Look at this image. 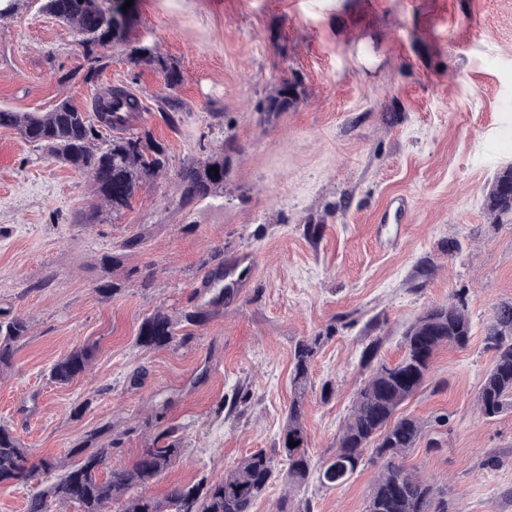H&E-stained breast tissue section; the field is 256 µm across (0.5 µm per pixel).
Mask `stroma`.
Returning a JSON list of instances; mask_svg holds the SVG:
<instances>
[{
    "instance_id": "stroma-1",
    "label": "stroma",
    "mask_w": 512,
    "mask_h": 512,
    "mask_svg": "<svg viewBox=\"0 0 512 512\" xmlns=\"http://www.w3.org/2000/svg\"><path fill=\"white\" fill-rule=\"evenodd\" d=\"M134 2L132 43L181 72L173 127L155 67L116 49L88 82L76 32L41 0L0 17V108L46 112L67 99L87 110L121 86L143 105L130 130H151L169 159L119 218L82 221L89 178L0 127V308L31 325L0 376V425L33 457L63 461L108 422L120 440L112 462L129 466L157 434L148 415L167 404L181 452L142 489L161 498L272 451L295 396L294 346L330 330L303 398L308 448L326 457L369 375L365 349L398 361L405 328L457 296L470 341L440 350L402 405L424 423L405 464L447 484L448 512H512V409L491 420L477 410L495 359L484 326L512 300V223L485 206L512 165V0ZM293 76L300 100L267 117L264 100ZM229 136L238 151L223 188L180 206L176 173ZM397 195L410 200L408 223H379ZM137 233L141 244L121 250ZM217 272L233 292L186 344L139 345L155 310L177 318L208 304L204 281ZM108 281L121 292L101 294ZM86 345L89 370L52 381L51 366ZM379 471L366 464L333 488L278 479L254 512H276L286 495L310 512H365Z\"/></svg>"
}]
</instances>
